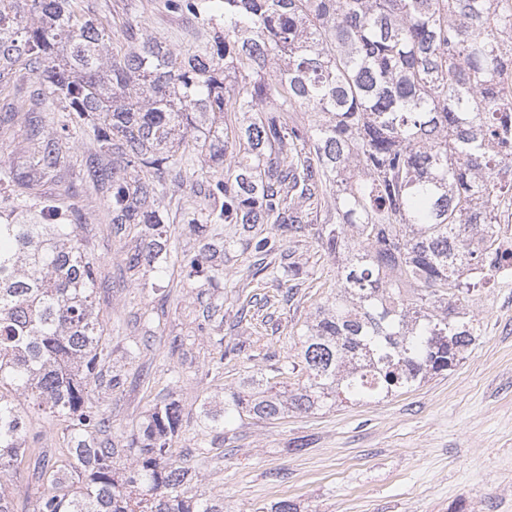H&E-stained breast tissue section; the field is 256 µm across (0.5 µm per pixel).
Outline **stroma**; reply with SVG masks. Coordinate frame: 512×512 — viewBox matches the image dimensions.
Masks as SVG:
<instances>
[{
  "instance_id": "obj_1",
  "label": "stroma",
  "mask_w": 512,
  "mask_h": 512,
  "mask_svg": "<svg viewBox=\"0 0 512 512\" xmlns=\"http://www.w3.org/2000/svg\"><path fill=\"white\" fill-rule=\"evenodd\" d=\"M85 3L111 21L115 53L127 48L121 31L126 22L177 52L202 44L198 21L170 13L165 0ZM33 115L49 130L57 127L62 110L46 101L0 125V164L32 158ZM95 146L86 134L65 141V166L57 176L40 179L30 200L37 205L53 198L62 211L77 213L85 245L98 260L96 306L111 337L109 366L127 381L112 393L89 385L88 395L109 416L114 441L136 431L158 396L166 395L184 415L173 452L189 460L198 493L223 502L224 512H257L281 499L295 501L300 512H512V276L489 278L470 295L474 344L456 366L416 389L279 420H236L228 440L202 448V403L223 406L225 389L237 387L246 372H266L287 361L306 318L336 285V261L321 248L315 229L286 240L296 260L316 274L318 286L287 303L286 284L268 282L269 302L256 313L261 330L224 332L230 344L261 340L260 356L225 360L223 373L212 374L219 349L196 330L203 311L196 289L151 269L136 277L126 273L128 241L113 236L105 198L83 180L84 158ZM202 179V171L185 173L183 187L173 188L164 201L171 253L196 246L187 227L186 213L195 203L188 186ZM175 336L184 345L174 352L169 342ZM134 344L139 350L132 356L128 349ZM295 440L306 443V451L287 454Z\"/></svg>"
}]
</instances>
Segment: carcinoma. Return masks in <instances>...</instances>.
I'll return each mask as SVG.
<instances>
[{
  "mask_svg": "<svg viewBox=\"0 0 512 512\" xmlns=\"http://www.w3.org/2000/svg\"><path fill=\"white\" fill-rule=\"evenodd\" d=\"M167 8L211 26L204 52L177 53L78 0H0V85L31 72V98L64 104L29 166H0V476L35 456L48 488L33 512H224L190 493L173 454L183 429L164 399L123 443L88 398L111 355L95 313L98 261L55 201L33 224L12 214L63 167L62 142L91 127L84 180L108 202L112 234L135 232L125 270L168 266L160 211L175 173L210 171L177 260L198 295L224 287V264L258 256L252 280L293 292L313 273L284 249L327 212L317 239L336 258V292L305 321L288 367L250 376L202 405L204 428L273 420L406 393L454 367L474 343L468 298L503 261L496 224L512 200V0H206ZM235 75L234 84L226 82ZM293 112H309L298 123ZM267 299L237 293L239 322ZM294 378L284 384L285 378ZM64 425L63 459L28 445L19 398Z\"/></svg>",
  "mask_w": 512,
  "mask_h": 512,
  "instance_id": "carcinoma-1",
  "label": "carcinoma"
}]
</instances>
